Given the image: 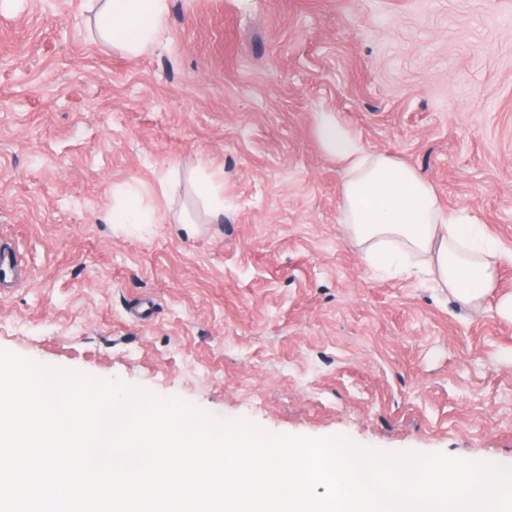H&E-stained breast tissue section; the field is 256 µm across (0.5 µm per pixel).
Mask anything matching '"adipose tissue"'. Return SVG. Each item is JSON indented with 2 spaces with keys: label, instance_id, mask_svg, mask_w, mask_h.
I'll return each mask as SVG.
<instances>
[{
  "label": "adipose tissue",
  "instance_id": "ef3b65f1",
  "mask_svg": "<svg viewBox=\"0 0 512 512\" xmlns=\"http://www.w3.org/2000/svg\"><path fill=\"white\" fill-rule=\"evenodd\" d=\"M167 11L168 0H104L97 28L113 46L138 55L159 40ZM317 134L343 170L342 222L369 269L425 277L468 306L492 293L512 253L474 218L444 209L419 170L369 151L335 116L319 113Z\"/></svg>",
  "mask_w": 512,
  "mask_h": 512
}]
</instances>
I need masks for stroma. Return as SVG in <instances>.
Returning <instances> with one entry per match:
<instances>
[{"instance_id":"obj_1","label":"stroma","mask_w":512,"mask_h":512,"mask_svg":"<svg viewBox=\"0 0 512 512\" xmlns=\"http://www.w3.org/2000/svg\"><path fill=\"white\" fill-rule=\"evenodd\" d=\"M95 11L0 0V247L26 268L0 348L271 433L512 459V264L478 306L374 275L316 134L332 113L512 248V0H169L136 56ZM129 186L150 223H113Z\"/></svg>"}]
</instances>
